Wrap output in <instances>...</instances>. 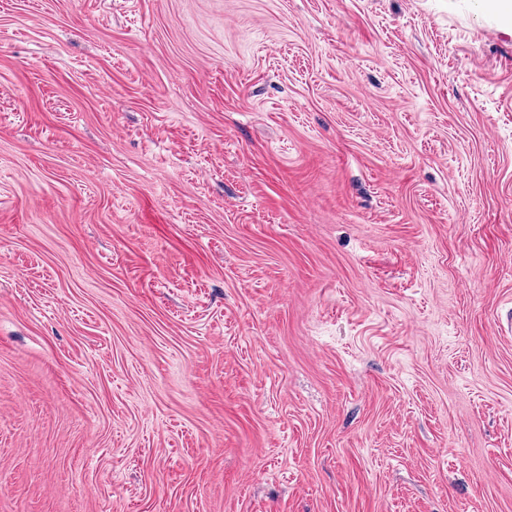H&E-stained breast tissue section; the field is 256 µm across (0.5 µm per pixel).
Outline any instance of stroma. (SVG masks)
I'll use <instances>...</instances> for the list:
<instances>
[{"mask_svg":"<svg viewBox=\"0 0 512 512\" xmlns=\"http://www.w3.org/2000/svg\"><path fill=\"white\" fill-rule=\"evenodd\" d=\"M0 512H512V26L0 0Z\"/></svg>","mask_w":512,"mask_h":512,"instance_id":"1","label":"stroma"}]
</instances>
